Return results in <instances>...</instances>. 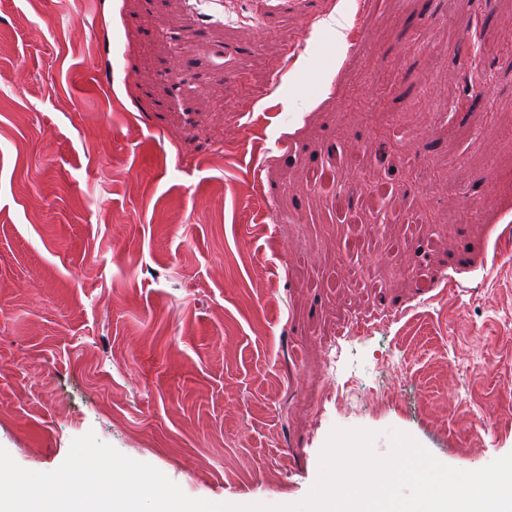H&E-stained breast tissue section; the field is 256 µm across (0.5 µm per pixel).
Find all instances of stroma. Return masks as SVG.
I'll return each instance as SVG.
<instances>
[{
    "instance_id": "stroma-1",
    "label": "stroma",
    "mask_w": 512,
    "mask_h": 512,
    "mask_svg": "<svg viewBox=\"0 0 512 512\" xmlns=\"http://www.w3.org/2000/svg\"><path fill=\"white\" fill-rule=\"evenodd\" d=\"M328 1L235 0L228 27L225 0L204 22L180 0H0V447L23 468L92 431L190 497L294 504L336 426L463 470L512 453V415L472 440L512 392V8ZM382 135L395 159L344 168L351 197L309 189L328 147ZM385 183L414 232L370 224ZM368 308L408 315L346 335ZM331 353L362 386L383 360L411 383L338 409Z\"/></svg>"
}]
</instances>
